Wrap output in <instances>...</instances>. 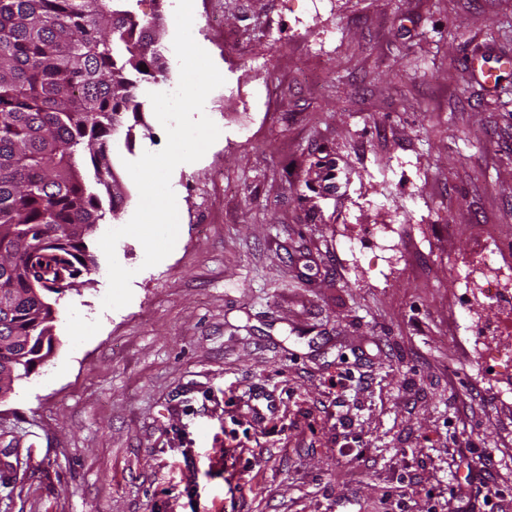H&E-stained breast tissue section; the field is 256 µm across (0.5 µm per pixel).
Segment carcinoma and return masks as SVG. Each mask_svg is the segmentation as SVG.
Here are the masks:
<instances>
[{
  "instance_id": "cac0c4a2",
  "label": "carcinoma",
  "mask_w": 512,
  "mask_h": 512,
  "mask_svg": "<svg viewBox=\"0 0 512 512\" xmlns=\"http://www.w3.org/2000/svg\"><path fill=\"white\" fill-rule=\"evenodd\" d=\"M136 0H0V366L28 377L53 351L51 295L73 274L98 267L88 239L125 196L113 186L109 148L119 128L141 124L137 89L169 67L157 24L143 23ZM148 71H142L139 66ZM43 235L41 258L24 252Z\"/></svg>"
}]
</instances>
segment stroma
Listing matches in <instances>:
<instances>
[{"label":"stroma","instance_id":"obj_1","mask_svg":"<svg viewBox=\"0 0 512 512\" xmlns=\"http://www.w3.org/2000/svg\"><path fill=\"white\" fill-rule=\"evenodd\" d=\"M173 0L161 17L174 90ZM225 78L179 236L108 264L0 401V512H512V0H194ZM494 74V86L474 66ZM124 167L160 151L152 106ZM473 462L460 467V459Z\"/></svg>","mask_w":512,"mask_h":512}]
</instances>
